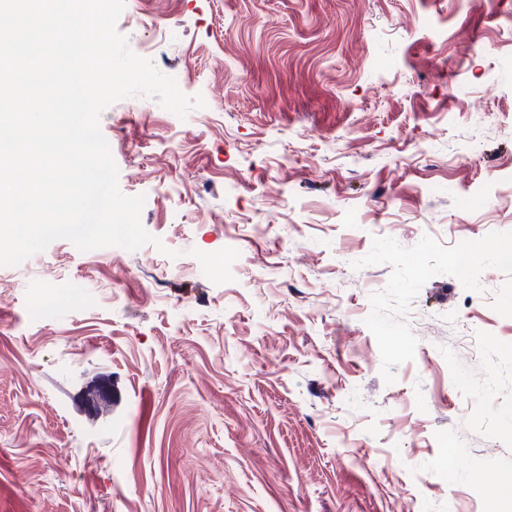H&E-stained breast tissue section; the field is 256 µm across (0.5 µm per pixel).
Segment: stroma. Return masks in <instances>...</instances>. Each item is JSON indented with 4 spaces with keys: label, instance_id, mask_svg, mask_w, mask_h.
<instances>
[{
    "label": "stroma",
    "instance_id": "obj_1",
    "mask_svg": "<svg viewBox=\"0 0 512 512\" xmlns=\"http://www.w3.org/2000/svg\"><path fill=\"white\" fill-rule=\"evenodd\" d=\"M117 28L206 105L100 116L161 247L0 267V512H512V0Z\"/></svg>",
    "mask_w": 512,
    "mask_h": 512
}]
</instances>
